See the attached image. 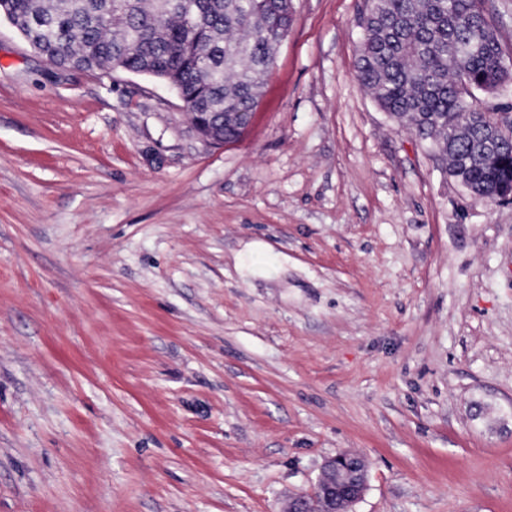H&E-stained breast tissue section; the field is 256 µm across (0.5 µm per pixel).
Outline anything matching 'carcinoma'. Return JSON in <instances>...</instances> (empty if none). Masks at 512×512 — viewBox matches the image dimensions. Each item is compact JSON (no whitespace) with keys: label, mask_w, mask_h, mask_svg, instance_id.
Here are the masks:
<instances>
[{"label":"carcinoma","mask_w":512,"mask_h":512,"mask_svg":"<svg viewBox=\"0 0 512 512\" xmlns=\"http://www.w3.org/2000/svg\"><path fill=\"white\" fill-rule=\"evenodd\" d=\"M0 18L56 66L166 78L189 112H252L292 22L291 0H0ZM356 78L471 197L512 188V148L480 96L512 91L486 0H365Z\"/></svg>","instance_id":"cac0c4a2"}]
</instances>
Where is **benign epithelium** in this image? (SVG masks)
Wrapping results in <instances>:
<instances>
[{
	"mask_svg": "<svg viewBox=\"0 0 512 512\" xmlns=\"http://www.w3.org/2000/svg\"><path fill=\"white\" fill-rule=\"evenodd\" d=\"M367 488V466L355 455L339 454L328 459L308 492L288 501L282 512H350Z\"/></svg>",
	"mask_w": 512,
	"mask_h": 512,
	"instance_id": "obj_1",
	"label": "benign epithelium"
}]
</instances>
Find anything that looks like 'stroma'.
I'll list each match as a JSON object with an SVG mask.
<instances>
[{
	"mask_svg": "<svg viewBox=\"0 0 512 512\" xmlns=\"http://www.w3.org/2000/svg\"><path fill=\"white\" fill-rule=\"evenodd\" d=\"M364 0H293L250 125L60 68L0 19V512H512V203L355 77ZM367 466L358 456L328 459L308 492L296 494L282 512H349L367 488Z\"/></svg>",
	"mask_w": 512,
	"mask_h": 512,
	"instance_id": "1",
	"label": "stroma"
}]
</instances>
